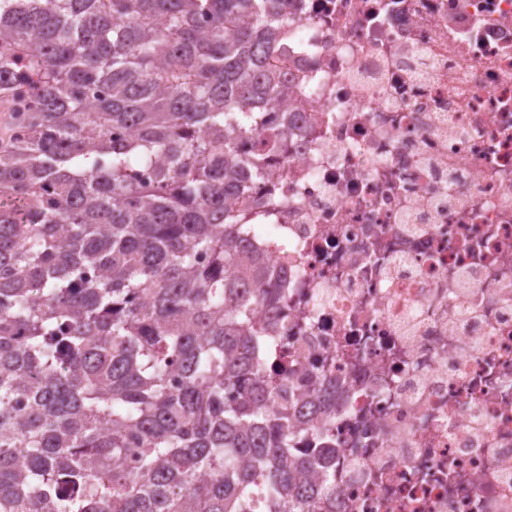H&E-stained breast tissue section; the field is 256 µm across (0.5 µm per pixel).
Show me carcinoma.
Returning a JSON list of instances; mask_svg holds the SVG:
<instances>
[{"label": "carcinoma", "mask_w": 512, "mask_h": 512, "mask_svg": "<svg viewBox=\"0 0 512 512\" xmlns=\"http://www.w3.org/2000/svg\"><path fill=\"white\" fill-rule=\"evenodd\" d=\"M282 2L0 0V512H318L336 389L274 378L232 206Z\"/></svg>", "instance_id": "cac0c4a2"}]
</instances>
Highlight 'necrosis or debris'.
<instances>
[{
  "label": "necrosis or debris",
  "instance_id": "necrosis-or-debris-1",
  "mask_svg": "<svg viewBox=\"0 0 512 512\" xmlns=\"http://www.w3.org/2000/svg\"><path fill=\"white\" fill-rule=\"evenodd\" d=\"M288 142L238 209L332 512H512V0H290Z\"/></svg>",
  "mask_w": 512,
  "mask_h": 512
}]
</instances>
